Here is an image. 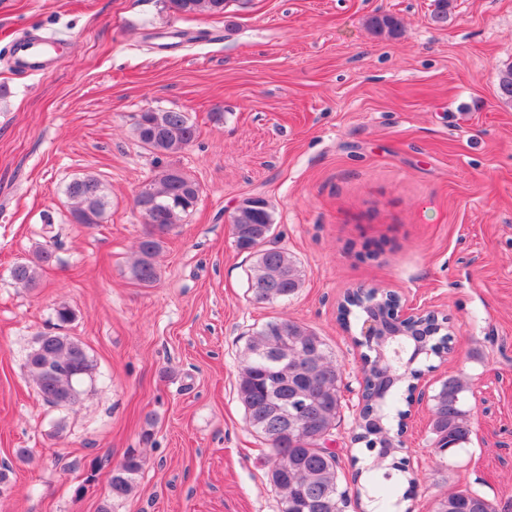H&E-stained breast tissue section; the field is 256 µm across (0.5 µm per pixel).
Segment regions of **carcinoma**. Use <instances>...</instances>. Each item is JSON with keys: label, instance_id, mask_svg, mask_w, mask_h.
I'll return each mask as SVG.
<instances>
[{"label": "carcinoma", "instance_id": "1", "mask_svg": "<svg viewBox=\"0 0 512 512\" xmlns=\"http://www.w3.org/2000/svg\"><path fill=\"white\" fill-rule=\"evenodd\" d=\"M230 0H168V9L181 15H221ZM368 24L377 34H393L400 21L387 14L374 15ZM498 96L512 102V65L500 71ZM134 135L138 142L161 158L191 145L197 128L186 113L174 110L148 109L140 113ZM75 201L71 211L83 224H100L107 205L103 185L95 177L85 175L73 179L66 188ZM149 230L136 245L137 258L130 267V277L143 287L153 286L159 277L154 258L161 248V237L181 223L196 206L200 186L186 173L164 168L146 184ZM232 234L238 250L254 258L248 278L254 300L261 303L286 302L303 284L300 263L281 248H265L263 244L274 232V219L262 198H247L232 217ZM51 253L43 250L37 261L17 263L13 278L34 285L39 264L47 263ZM393 302L371 289L362 295L347 297L338 308V320L348 328L369 318L381 319L388 331ZM412 330L407 328L391 345L390 361L381 355L386 345L379 341L366 344L363 354L360 391L365 400L361 423L354 442L366 448H379L377 459L365 470L369 486L368 504L373 512H390L389 486L406 483L413 487L417 474L404 461L396 460L403 447V416L397 411V423L390 422L387 410L400 392L412 394L422 370L408 362L397 365L395 349L408 342ZM424 356L441 358L453 352V336L445 328L422 337ZM26 365L33 376L38 393L48 403L60 398L75 401L80 385L92 377L95 364L84 346L68 336L44 334L28 354ZM318 371L312 379L306 371ZM344 367L338 362L326 339L309 327L287 318L267 321L249 336L241 361L237 395L244 408L248 427L267 446L265 463L268 478L281 506V512H344L347 497L340 488L341 472L337 454L324 448L325 439L333 436L343 409ZM467 380L451 375L444 379L432 395L430 433L437 457L447 459L465 448L472 434V418L465 407ZM297 399L304 404L305 415L286 436L278 434L280 418L270 414L274 400L284 405ZM143 468L141 457L130 451L111 473L112 497L124 498L136 487ZM435 512H499L498 505L485 494L471 489L448 488L437 501Z\"/></svg>", "mask_w": 512, "mask_h": 512}]
</instances>
